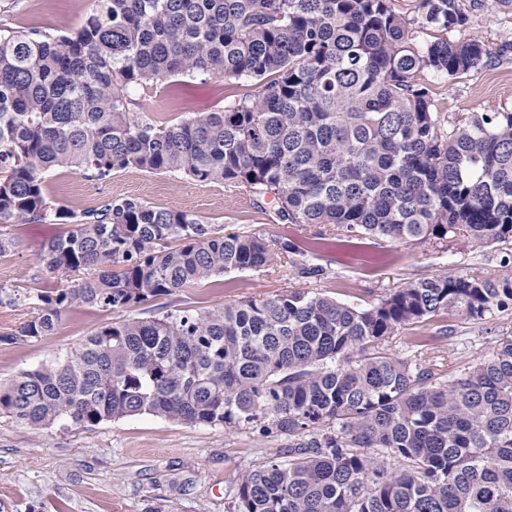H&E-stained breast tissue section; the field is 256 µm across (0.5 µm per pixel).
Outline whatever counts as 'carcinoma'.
<instances>
[{"label": "carcinoma", "mask_w": 512, "mask_h": 512, "mask_svg": "<svg viewBox=\"0 0 512 512\" xmlns=\"http://www.w3.org/2000/svg\"><path fill=\"white\" fill-rule=\"evenodd\" d=\"M413 2L408 17L392 0H95L77 30L0 34V224L69 219L40 262L85 274L38 293L0 343L53 334L75 301L127 309L277 259L296 279L326 274L288 239L132 198L54 211L50 170L243 185L272 196L282 223L347 237L512 242V112L445 125L419 80L457 78L489 53L448 39L462 0ZM194 74L257 91L162 124L131 110V91ZM511 305V279L472 271L367 309L289 288L132 317L0 385V417L45 430L149 414L285 439L288 459L249 471L228 512H512V335L446 381L381 350L451 308L482 320Z\"/></svg>", "instance_id": "carcinoma-1"}]
</instances>
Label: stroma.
Returning a JSON list of instances; mask_svg holds the SVG:
<instances>
[{
  "label": "stroma",
  "instance_id": "1",
  "mask_svg": "<svg viewBox=\"0 0 512 512\" xmlns=\"http://www.w3.org/2000/svg\"><path fill=\"white\" fill-rule=\"evenodd\" d=\"M95 0H0V33L38 29L58 34L79 28ZM452 40L479 37L490 53L487 66L448 79L425 74L441 116L467 112H512V0H478ZM250 81L226 82L207 75L178 76L132 95L136 111L162 123L194 116L253 93ZM56 208L73 211L132 197L148 206L177 208L204 221L302 245L322 233L317 261L326 273L317 280L285 277L280 268L229 272L179 295L150 300L125 310L78 303L63 314L56 333L20 345L0 344V383L56 360L100 327L128 317H158L175 310H207L287 288H307L361 308L423 277L454 276L472 270L512 278L504 256L512 246H478L462 239L447 246L372 239L351 240L332 227L283 224L271 204L245 186L200 183L169 173L128 168L106 180L87 181L58 169L45 177ZM66 221H19L6 231L20 243L0 258V285L34 296L73 286L74 276L51 272L39 258L45 245L66 234ZM512 334V309L474 320L452 308L399 330L385 348L412 363L435 360L451 378L487 357ZM284 442L243 430L190 426L153 415L111 420L92 427L34 430L0 419V512H146L168 501L178 512H226L243 476L283 453Z\"/></svg>",
  "mask_w": 512,
  "mask_h": 512
}]
</instances>
